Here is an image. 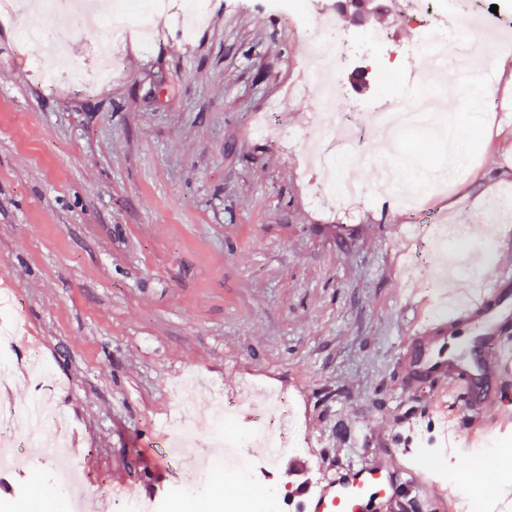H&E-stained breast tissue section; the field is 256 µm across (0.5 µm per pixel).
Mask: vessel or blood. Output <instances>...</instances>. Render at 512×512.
Segmentation results:
<instances>
[{
    "instance_id": "vessel-or-blood-1",
    "label": "vessel or blood",
    "mask_w": 512,
    "mask_h": 512,
    "mask_svg": "<svg viewBox=\"0 0 512 512\" xmlns=\"http://www.w3.org/2000/svg\"><path fill=\"white\" fill-rule=\"evenodd\" d=\"M405 389L451 394L469 428L508 415L512 394V243L473 297L451 313L412 326L399 358ZM382 467L370 460L337 472L311 502V512H362Z\"/></svg>"
}]
</instances>
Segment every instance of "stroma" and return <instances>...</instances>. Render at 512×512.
Instances as JSON below:
<instances>
[{
    "mask_svg": "<svg viewBox=\"0 0 512 512\" xmlns=\"http://www.w3.org/2000/svg\"><path fill=\"white\" fill-rule=\"evenodd\" d=\"M392 2L364 21L337 5L336 33L383 30L389 52L417 68L413 32ZM47 22L39 8L0 11V292L12 301L0 322L16 327L7 348L16 370L39 355L52 383H15L0 404L23 409L41 397L59 407L73 455L93 460L79 481L107 512L126 494L172 512L180 484L207 482L171 456L166 480L146 466L175 431L178 386L192 385L205 449L216 413L209 385L239 396L246 380L267 382L288 391L308 443L270 474L282 512H305L316 485L364 459L395 478L367 512H455L433 499L442 481L400 465L419 451L420 432L439 442L455 412L448 395L422 411L398 368L408 298L449 312L435 304L445 257L426 237L407 238L413 219L394 203H312L320 175L298 161L319 105L307 96L274 109L308 53L302 20L285 0H210L192 40L171 13L153 25V51L132 31L108 81L62 88L31 68L43 45L17 40L19 28ZM468 68L474 89L495 72L498 94L512 99V52L475 54ZM373 70L354 45L336 73L335 115L357 135L333 155L337 176L370 191L383 165L403 168L431 211L467 226L480 272L459 281L478 287L493 266L486 251L512 231V220L486 231L512 189V129L474 117L449 74L447 122L467 138L465 160L449 167L442 140L407 153L371 110L381 94ZM271 119L294 139L260 132ZM353 149L363 161L349 159ZM23 454L0 479V512H73L69 493H48L47 448Z\"/></svg>",
    "mask_w": 512,
    "mask_h": 512,
    "instance_id": "35a3bbf8",
    "label": "stroma"
}]
</instances>
